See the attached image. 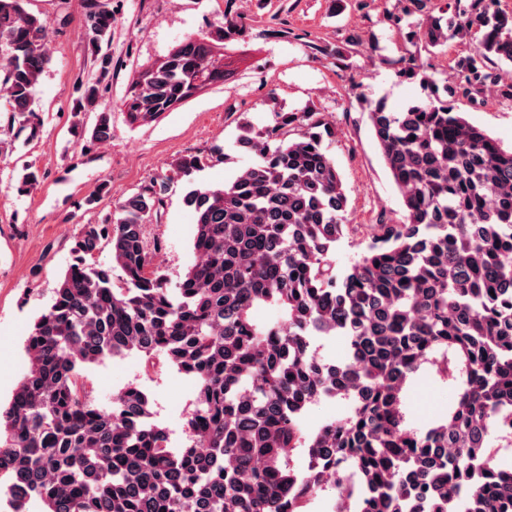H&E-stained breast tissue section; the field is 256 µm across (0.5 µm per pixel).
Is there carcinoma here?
<instances>
[{
  "label": "carcinoma",
  "mask_w": 512,
  "mask_h": 512,
  "mask_svg": "<svg viewBox=\"0 0 512 512\" xmlns=\"http://www.w3.org/2000/svg\"><path fill=\"white\" fill-rule=\"evenodd\" d=\"M25 0H0V110L37 134L32 89L50 63L46 22ZM432 0H397L387 20L408 25L425 50L473 41L455 67L453 95L477 100L495 82L490 65L512 64V13L499 0H454L457 20ZM420 17L419 27L409 19ZM112 8L89 3L86 35L98 76L79 85L72 134L112 140L97 106L112 57ZM245 32L224 16L215 35L189 37L145 67L122 101L131 126L153 121L203 86L224 82L214 42ZM356 39L322 54L344 63ZM399 76L431 83L414 54ZM272 126L242 120L238 147L257 156L234 181L189 190L194 260L170 284L144 238L162 198L146 187L99 224H84L52 303L25 340L27 370L0 407V489L11 512H308L324 472L353 471L349 512H512V469L494 456L512 447V147L505 149L438 96L369 118L405 209L381 224L362 258L336 272L348 197L326 153L327 123L309 107L275 112ZM206 158H180L188 177ZM107 246L112 265L95 253ZM121 271L122 287L113 283ZM276 317L260 320L257 311ZM316 336H342L328 363ZM136 353L163 357L196 381L186 443L168 446L148 395L128 386L100 405L85 369ZM453 400L425 428L409 392L422 378ZM332 397L347 407L307 431L308 406ZM305 456L299 471L294 459Z\"/></svg>",
  "instance_id": "cac0c4a2"
}]
</instances>
